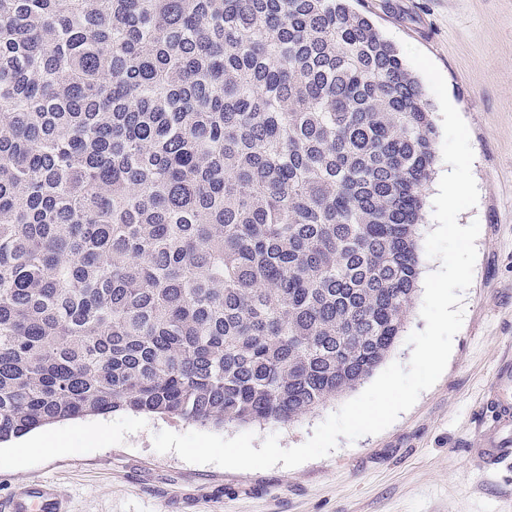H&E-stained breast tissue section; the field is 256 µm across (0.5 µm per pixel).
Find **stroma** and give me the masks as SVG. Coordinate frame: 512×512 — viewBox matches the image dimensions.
<instances>
[{
	"label": "stroma",
	"instance_id": "obj_1",
	"mask_svg": "<svg viewBox=\"0 0 512 512\" xmlns=\"http://www.w3.org/2000/svg\"><path fill=\"white\" fill-rule=\"evenodd\" d=\"M396 48L436 64L468 126L479 190L459 225L476 221L477 259L447 367L386 430L339 440L295 468L241 471L159 453L153 436L191 424L109 413L59 423L52 455L0 443V499L26 478L55 483L71 512H512V461L482 455L497 426L495 394L512 397V0H353ZM346 396L287 425L216 428L281 447L305 442Z\"/></svg>",
	"mask_w": 512,
	"mask_h": 512
}]
</instances>
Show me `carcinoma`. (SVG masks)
<instances>
[{
    "label": "carcinoma",
    "instance_id": "cac0c4a2",
    "mask_svg": "<svg viewBox=\"0 0 512 512\" xmlns=\"http://www.w3.org/2000/svg\"><path fill=\"white\" fill-rule=\"evenodd\" d=\"M435 138L349 0H0V442L356 389L416 298Z\"/></svg>",
    "mask_w": 512,
    "mask_h": 512
}]
</instances>
